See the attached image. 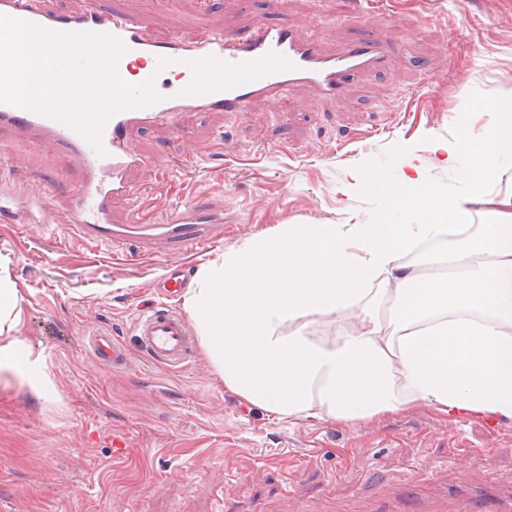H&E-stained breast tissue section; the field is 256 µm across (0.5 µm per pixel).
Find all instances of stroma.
<instances>
[{
  "label": "stroma",
  "instance_id": "35a3bbf8",
  "mask_svg": "<svg viewBox=\"0 0 512 512\" xmlns=\"http://www.w3.org/2000/svg\"><path fill=\"white\" fill-rule=\"evenodd\" d=\"M365 18L344 0H96L145 20L153 34H231L256 22L318 35L326 50L383 37L391 60L351 81L344 99L321 101L305 88L255 103L241 114L195 112L180 133L198 153L183 165L155 126L132 146L156 158L132 178L135 202H112L114 223L150 221L195 202L224 214L211 248L189 257L191 273L279 224H373L404 211L350 187L352 173L396 183L429 137L482 135L491 124L474 103L512 89V0H386ZM82 177L40 150L0 166V254L24 297L21 333L47 357L58 402L24 391L0 393V512H373L408 494L437 512L447 490L494 485L512 493V421L446 419L424 404L366 423L278 421L241 403L214 379L201 351L165 369L143 355L135 319L157 299L170 259L144 252L136 265L112 247L71 242L54 213ZM49 208L16 224L45 187ZM112 332L128 352L125 369L97 362L86 345ZM123 439L121 457L113 437Z\"/></svg>",
  "mask_w": 512,
  "mask_h": 512
}]
</instances>
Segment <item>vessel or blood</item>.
I'll use <instances>...</instances> for the list:
<instances>
[{"mask_svg": "<svg viewBox=\"0 0 512 512\" xmlns=\"http://www.w3.org/2000/svg\"><path fill=\"white\" fill-rule=\"evenodd\" d=\"M0 15L55 33L110 35L126 47L117 62L120 78L143 68L148 76L165 74L173 79L165 100L114 114L97 148L75 129L46 115L0 103V133L11 134V147L37 148L82 168L83 177L72 188L62 217L75 239L87 246L135 241L197 254L224 228L222 212L195 205L176 208L174 217L166 220L113 223V198L136 194L131 175L148 163L147 157L129 146L132 130L156 124L177 130L193 112H245L257 100L276 98L300 85L312 88L320 100L334 101L355 76L384 66L390 56L388 45L372 37L329 52L315 40L278 24L259 23L231 35L188 38L172 33L158 39L144 21L94 5L64 13L48 8L44 0H0ZM187 284L186 267L174 265L161 283L162 293L177 296ZM135 331L142 351L154 364L178 368L191 356L194 340L188 323L170 307L142 310ZM88 346L100 363L114 368L127 364L125 348L111 333L89 337Z\"/></svg>", "mask_w": 512, "mask_h": 512, "instance_id": "1", "label": "vessel or blood"}]
</instances>
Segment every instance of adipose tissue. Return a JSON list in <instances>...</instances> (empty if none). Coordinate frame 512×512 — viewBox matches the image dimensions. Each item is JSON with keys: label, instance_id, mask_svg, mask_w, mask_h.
<instances>
[{"label": "adipose tissue", "instance_id": "obj_1", "mask_svg": "<svg viewBox=\"0 0 512 512\" xmlns=\"http://www.w3.org/2000/svg\"><path fill=\"white\" fill-rule=\"evenodd\" d=\"M479 109L492 117L485 136L428 143L474 194L437 190L420 160L396 184L356 173L355 185L414 223L284 224L201 268L184 306L226 391L289 422H364L417 403L453 420H512V189L487 191L512 153V92ZM477 204L489 221L475 227L465 219ZM384 299L385 318L376 310ZM352 311L358 329L313 335L323 318ZM22 320L0 256V390L55 403L46 358L21 335Z\"/></svg>", "mask_w": 512, "mask_h": 512}]
</instances>
